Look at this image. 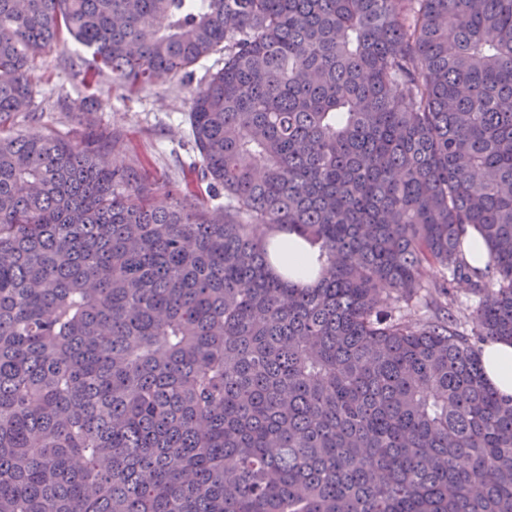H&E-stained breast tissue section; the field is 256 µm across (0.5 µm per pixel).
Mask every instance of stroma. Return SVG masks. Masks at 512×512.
I'll list each match as a JSON object with an SVG mask.
<instances>
[{
    "label": "stroma",
    "mask_w": 512,
    "mask_h": 512,
    "mask_svg": "<svg viewBox=\"0 0 512 512\" xmlns=\"http://www.w3.org/2000/svg\"><path fill=\"white\" fill-rule=\"evenodd\" d=\"M88 53L70 42L42 58L35 71L34 107L39 121L17 119L13 131L26 136L56 131L66 135H91L101 131L115 137L112 159L146 170L156 181L192 179L196 155L189 137V99L211 72L223 67L214 55L191 67L189 74L131 94L114 84L110 74L98 77L87 90L78 71ZM94 94L92 105L82 112H65L58 98L72 101Z\"/></svg>",
    "instance_id": "1"
}]
</instances>
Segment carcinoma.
Segmentation results:
<instances>
[{
  "mask_svg": "<svg viewBox=\"0 0 512 512\" xmlns=\"http://www.w3.org/2000/svg\"><path fill=\"white\" fill-rule=\"evenodd\" d=\"M69 39L130 92L224 54L188 112L223 209L155 206L102 134L5 130ZM282 231L313 286L274 271ZM497 340L512 0H0V512H512ZM466 238L469 241V248L464 247V256L467 262L476 269H484L491 261L487 246L472 229H468ZM273 242L280 248L278 257L272 260L275 272L301 286L312 285L324 269L319 247L292 232L278 233ZM487 381L504 398L512 397V343L508 340L487 343L481 352Z\"/></svg>",
  "mask_w": 512,
  "mask_h": 512,
  "instance_id": "carcinoma-1",
  "label": "carcinoma"
}]
</instances>
